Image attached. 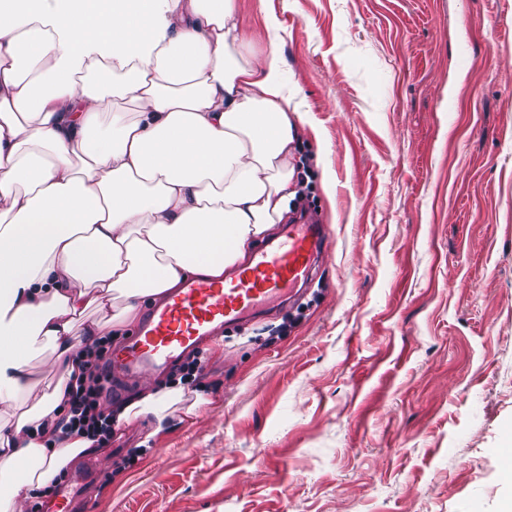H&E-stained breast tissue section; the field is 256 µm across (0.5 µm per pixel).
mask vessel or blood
I'll return each mask as SVG.
<instances>
[{
	"label": "vessel or blood",
	"instance_id": "obj_1",
	"mask_svg": "<svg viewBox=\"0 0 512 512\" xmlns=\"http://www.w3.org/2000/svg\"><path fill=\"white\" fill-rule=\"evenodd\" d=\"M327 252L315 216L284 225L224 280L190 279L155 305L128 344L113 354L114 370L137 376L174 365L215 334L288 302L311 283Z\"/></svg>",
	"mask_w": 512,
	"mask_h": 512
}]
</instances>
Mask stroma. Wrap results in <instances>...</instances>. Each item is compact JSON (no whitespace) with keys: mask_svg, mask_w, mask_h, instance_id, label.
<instances>
[{"mask_svg":"<svg viewBox=\"0 0 512 512\" xmlns=\"http://www.w3.org/2000/svg\"><path fill=\"white\" fill-rule=\"evenodd\" d=\"M236 7L300 106L299 207L329 257L300 302L203 346L198 414L74 458L143 451L82 512H503L512 0Z\"/></svg>","mask_w":512,"mask_h":512,"instance_id":"35a3bbf8","label":"stroma"}]
</instances>
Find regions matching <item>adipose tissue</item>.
<instances>
[{
    "label": "adipose tissue",
    "mask_w": 512,
    "mask_h": 512,
    "mask_svg": "<svg viewBox=\"0 0 512 512\" xmlns=\"http://www.w3.org/2000/svg\"><path fill=\"white\" fill-rule=\"evenodd\" d=\"M291 100L236 0H0V512L91 445L55 428L79 350L188 278L223 279L281 223ZM204 401L159 382L117 421L161 428Z\"/></svg>",
    "instance_id": "obj_1"
}]
</instances>
